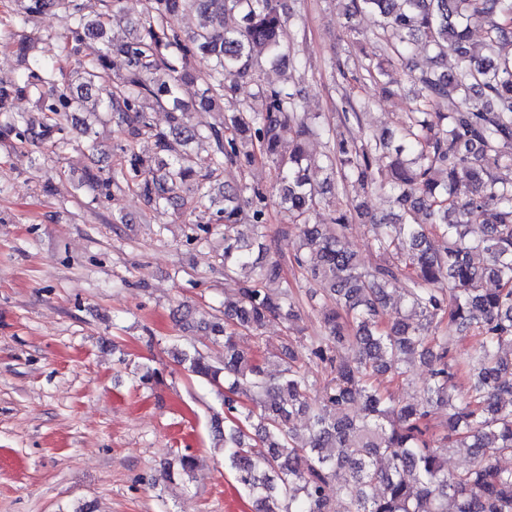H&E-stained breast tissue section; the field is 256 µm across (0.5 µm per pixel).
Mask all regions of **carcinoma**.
Returning a JSON list of instances; mask_svg holds the SVG:
<instances>
[{
    "label": "carcinoma",
    "instance_id": "obj_1",
    "mask_svg": "<svg viewBox=\"0 0 512 512\" xmlns=\"http://www.w3.org/2000/svg\"><path fill=\"white\" fill-rule=\"evenodd\" d=\"M345 27L369 16L364 34L375 52L365 71L382 83L384 64L402 61L421 46L435 56H453L445 70L412 76L414 107L400 129L367 133V113L355 107L340 121L348 137L318 157L307 141L326 129L305 112L300 89L270 84L259 90V111L224 112L198 128L180 98L187 82L198 83L200 106L218 100L233 105L254 81L261 58L276 67L286 57L288 0H150L147 15L133 22L131 36L116 47L85 52V38L106 42V14L95 0H19L16 25L48 10L59 12L78 66L65 71L34 60L10 84H0V139L21 144L69 145L76 112L112 115L125 143L119 162L103 173L88 170L82 185L95 197L134 190L159 212L179 206L191 188L209 202L211 220L224 225V275H236L237 299L207 322L224 339V366L197 350L178 349L176 362L190 375L224 387V459L256 512H512V469L497 458L512 455V182L496 177L512 167V0H342ZM194 9L205 18L184 37L170 18ZM237 18L229 26L226 17ZM482 26L487 53L475 55L473 29ZM160 68L170 79L152 84ZM35 95L38 114L13 112L9 101ZM167 112L169 126L152 123L147 103ZM146 140L151 152L136 145ZM209 144L193 154V142ZM263 158L276 173L278 206L298 231L291 257L266 244L267 191L246 182L210 184L230 164L240 169ZM312 168L333 186L327 198L312 181ZM386 173L393 198L391 223L373 224L369 267L351 248L352 215L341 199L348 187L366 188ZM331 213L335 232L309 223L319 207ZM424 212L427 223H415ZM480 238H469L474 222ZM208 225H191L189 244L209 241ZM290 263L329 292L336 308L320 312V335L289 336L274 353L276 374L265 361L240 349L238 334L264 339L272 320L292 322L298 303L282 276ZM490 280L494 287L487 288ZM402 283V306L385 320L389 287ZM474 338L459 357L449 337ZM350 347L353 356L342 357ZM323 373L321 394L311 384L298 349ZM420 358L427 377L419 396L396 399L393 387L410 382ZM390 375L389 385L379 384ZM438 409L445 423L433 421ZM308 417L307 433L292 426ZM458 448L465 466L450 472L437 452ZM195 459L176 461L186 479Z\"/></svg>",
    "mask_w": 512,
    "mask_h": 512
}]
</instances>
